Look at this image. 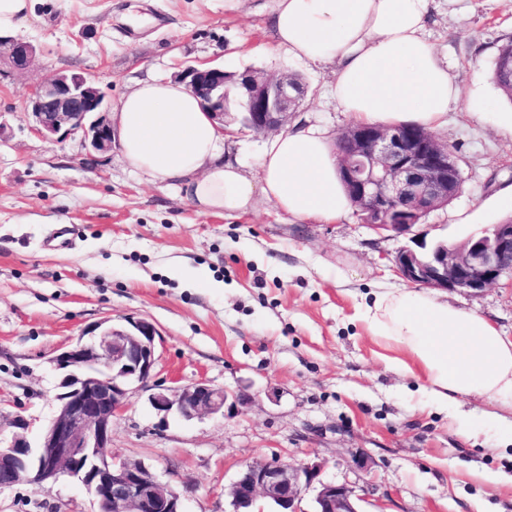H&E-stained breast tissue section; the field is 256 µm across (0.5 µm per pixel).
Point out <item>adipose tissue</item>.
Returning a JSON list of instances; mask_svg holds the SVG:
<instances>
[{
    "label": "adipose tissue",
    "mask_w": 512,
    "mask_h": 512,
    "mask_svg": "<svg viewBox=\"0 0 512 512\" xmlns=\"http://www.w3.org/2000/svg\"><path fill=\"white\" fill-rule=\"evenodd\" d=\"M433 4L275 0L273 42L256 51L334 68L330 95L353 123L434 131L447 125L461 86L447 54L426 36ZM116 121L129 166L184 191L199 213L234 217L261 197L294 220L333 224L351 208L336 147L321 129L271 137L251 178L222 160L223 126L183 83H139L122 97ZM364 318L374 337L405 352L399 373L423 381L433 403L453 412L463 438L486 431L512 445V338L482 316L416 289L378 293ZM469 399L476 408L465 409Z\"/></svg>",
    "instance_id": "ef3b65f1"
}]
</instances>
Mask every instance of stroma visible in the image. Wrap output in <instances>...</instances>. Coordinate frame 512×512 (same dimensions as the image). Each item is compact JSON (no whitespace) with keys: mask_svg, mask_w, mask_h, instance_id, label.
<instances>
[{"mask_svg":"<svg viewBox=\"0 0 512 512\" xmlns=\"http://www.w3.org/2000/svg\"><path fill=\"white\" fill-rule=\"evenodd\" d=\"M33 0L14 31L38 54L26 70L0 67V441L16 416L37 442L57 408L52 357L106 322L157 325V380H205L244 390L225 416L161 418L140 386L112 426V452L149 465L184 492L185 512H230L228 490L248 462H318L321 480L355 487L363 512H512V448L456 434L422 383L398 374L395 350L375 341L362 309L404 287L392 259L406 237L380 234L357 212L333 224L299 222L258 200L237 219L198 214L184 193L133 170L120 145L89 154L82 133L38 134L24 102L56 73H82L108 112L139 82L174 78L187 63L291 72L307 100L291 126L330 135L350 127L327 95L330 70L251 54L272 40L273 0ZM439 0L427 26L463 82L440 140L456 150L461 194L414 229L426 243L465 241L512 216V138L493 116L512 112L492 81L499 47L512 40V0ZM482 103L490 119L469 114ZM225 162L257 174L269 136L244 126L237 107ZM58 224L80 230L71 247L46 239ZM512 336V290L448 292ZM367 455L368 468L354 465ZM64 475L38 489H0V512H93Z\"/></svg>","mask_w":512,"mask_h":512,"instance_id":"obj_1","label":"stroma"}]
</instances>
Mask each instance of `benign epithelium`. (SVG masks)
<instances>
[{
  "label": "benign epithelium",
  "instance_id": "1",
  "mask_svg": "<svg viewBox=\"0 0 512 512\" xmlns=\"http://www.w3.org/2000/svg\"><path fill=\"white\" fill-rule=\"evenodd\" d=\"M36 47L0 36V58L17 71L35 60ZM233 73L219 66L183 67L176 78L200 99L219 123L229 97ZM244 123L255 132L277 131L288 124L292 87L288 74L249 77L244 83ZM26 110L37 131L46 137L82 131L91 150H112V124L104 97L94 82L80 73H59L37 86ZM341 176L353 191L358 211L375 214L376 231L411 234L417 223L439 209L442 198L459 196L462 177L456 152L431 132L400 126L355 125L336 138ZM411 202L401 215L398 203ZM406 282L479 294L505 281L512 286V223L500 222L460 244L419 252L401 248L393 259ZM90 339L79 338L59 350L51 362L62 372L57 411L31 447L25 436L28 421L14 420L17 432L0 445V489L18 483L37 488L67 474L92 496L95 512H184L182 493L161 480L141 461L112 457V424L126 409L130 386L153 374L155 349L161 334L154 323L129 319L121 327L100 324ZM246 392L228 391L200 380L189 386H155L149 401L163 416L185 419L225 415L249 402ZM319 463L295 464L274 459L244 464L229 489L231 512H254L263 499L273 512H304L302 493L315 487L312 512H363L355 490L319 479Z\"/></svg>",
  "mask_w": 512,
  "mask_h": 512
}]
</instances>
